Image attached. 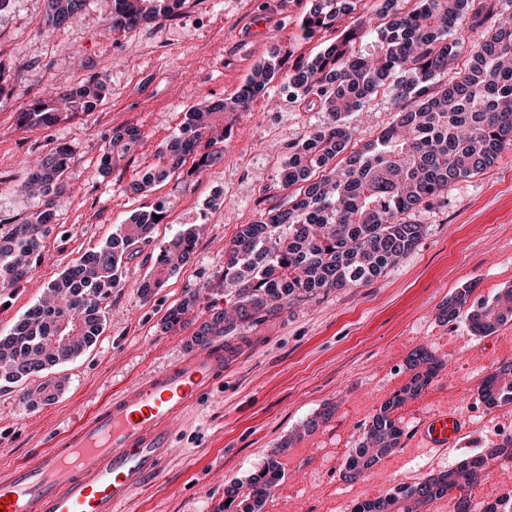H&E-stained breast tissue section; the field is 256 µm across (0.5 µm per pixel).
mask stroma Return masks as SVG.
I'll list each match as a JSON object with an SVG mask.
<instances>
[{
	"instance_id": "1",
	"label": "stroma",
	"mask_w": 512,
	"mask_h": 512,
	"mask_svg": "<svg viewBox=\"0 0 512 512\" xmlns=\"http://www.w3.org/2000/svg\"><path fill=\"white\" fill-rule=\"evenodd\" d=\"M309 0H186L171 18L124 32L107 30L105 0H87L70 25L48 24L49 0H12L0 16V61L17 96L0 105V224H17L34 208L21 193L24 161L61 144L71 153V192L60 197L56 220L32 273L0 288V335L45 295L74 261L97 250L136 212L164 202L166 216L141 254L127 260L124 285L108 301L104 328L77 358L49 368L64 378L50 404H24L18 385H0V477L53 447L113 394L193 352V326L166 330L169 310L189 294L201 306L223 304L210 282L240 225L279 203L275 188L290 146L330 120L318 106L286 100L280 82L252 111L239 113L224 142V161L201 175H173L144 194L130 192L156 162L159 147L202 99L232 97L254 66L279 54L285 66L318 53L334 32L305 38L299 21ZM109 91L95 112L76 113L48 128L17 122L24 103L59 93L99 72ZM397 110L378 93L346 123L353 145L372 140ZM134 127L143 142L120 167L104 170L113 130ZM425 233L386 274L285 306L227 342L239 357L222 387L173 425L175 452L156 479L138 488L122 512H222L224 489L276 457L284 478L263 512H351L413 477L418 465L447 470L460 458L512 439V405L490 408L478 390L500 363L512 361V321L488 336L466 318L444 324L440 307L459 289L471 302L512 288V147L481 174L451 183L412 215ZM197 225L190 259L147 297L138 292L152 256ZM441 363L431 385L395 416L401 447L363 478L343 481L351 448L381 404L407 382L406 359L416 347ZM332 407L312 432L303 425ZM453 408L471 428L440 455L419 449L417 435L433 412Z\"/></svg>"
}]
</instances>
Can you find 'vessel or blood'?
<instances>
[{
	"instance_id": "b4317fda",
	"label": "vessel or blood",
	"mask_w": 512,
	"mask_h": 512,
	"mask_svg": "<svg viewBox=\"0 0 512 512\" xmlns=\"http://www.w3.org/2000/svg\"><path fill=\"white\" fill-rule=\"evenodd\" d=\"M232 351L217 344L188 355L100 407L55 447L0 477L5 512H121L133 490L157 478L173 453L172 423L224 381ZM469 421L446 410L421 427L427 452L456 447Z\"/></svg>"
}]
</instances>
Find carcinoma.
<instances>
[{
    "label": "carcinoma",
    "instance_id": "cac0c4a2",
    "mask_svg": "<svg viewBox=\"0 0 512 512\" xmlns=\"http://www.w3.org/2000/svg\"><path fill=\"white\" fill-rule=\"evenodd\" d=\"M111 29L135 27L169 18L183 0H112ZM361 0H311L300 28L312 38L334 30L336 38L307 61L284 72L273 54L256 64L237 94L206 100L185 115L178 133L157 153L158 162L128 190L143 193L157 182L192 166L199 175L224 160L226 115L249 112L270 84L286 80L296 101L308 100L330 116L326 127L291 147L277 189L281 204L242 224L225 254L224 271L213 290H224L225 307L209 308L191 341L206 347L239 329L277 314L284 306L333 289L357 288L380 277L411 252L424 225L407 217L440 195L449 184L493 166L512 145V20L500 17L499 0H381L375 16H355ZM49 21L70 23L86 0H49ZM468 18L482 29L480 41L460 32ZM466 56L453 80L437 83L448 65ZM389 88L396 122L373 140L350 149L344 118L361 110L371 96ZM107 82L94 75L57 95L28 102L18 110L22 127H48L61 117L95 111ZM141 143L140 131L127 128L110 137L104 167L124 158ZM70 156L64 146L48 148L28 169L21 189L38 199L19 224L0 225V288L18 286L29 276L42 242L52 231L59 197L67 192ZM165 206L130 217L102 247L66 268L49 289L54 300L34 305L10 332L0 336V382L15 384L79 356L102 331L104 304L122 286L123 260L149 244ZM196 248L189 225L160 250L154 267L176 272ZM468 286L442 304V320L467 316L472 331L490 335L512 320V289L478 306L468 305ZM195 294L172 308L165 328L175 330L198 317ZM409 382L386 400L351 449L342 478L356 481L401 444L395 411L419 397L440 363L423 347L406 360ZM65 380H48L23 390L21 400L49 403ZM489 407L512 404V363L505 362L481 383ZM512 459V441L461 459L456 465L411 484H400L351 512H426L433 502L460 491L456 512H471L470 491L498 460ZM284 478L270 457L246 481L224 489V512H262L266 499Z\"/></svg>",
    "mask_w": 512,
    "mask_h": 512
}]
</instances>
